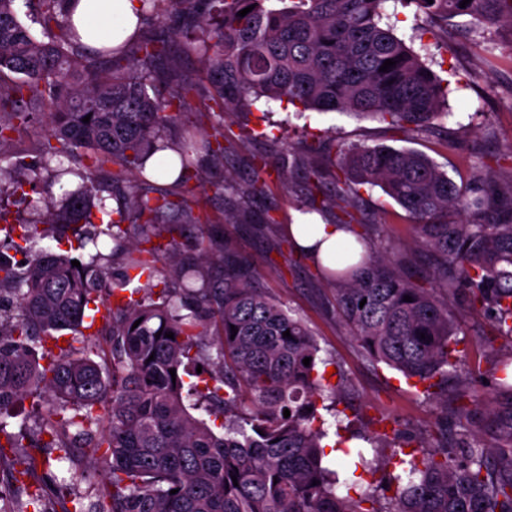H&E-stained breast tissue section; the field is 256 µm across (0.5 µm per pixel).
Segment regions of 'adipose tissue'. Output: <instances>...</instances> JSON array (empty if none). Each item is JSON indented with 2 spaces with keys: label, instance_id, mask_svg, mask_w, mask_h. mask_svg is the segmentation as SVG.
Returning <instances> with one entry per match:
<instances>
[{
  "label": "adipose tissue",
  "instance_id": "ef3b65f1",
  "mask_svg": "<svg viewBox=\"0 0 512 512\" xmlns=\"http://www.w3.org/2000/svg\"><path fill=\"white\" fill-rule=\"evenodd\" d=\"M138 0H79L73 23L82 43L91 48L122 45L138 26ZM287 233L296 250L306 253L316 264L328 266L341 257L354 242L352 228L311 223L305 216L294 214Z\"/></svg>",
  "mask_w": 512,
  "mask_h": 512
}]
</instances>
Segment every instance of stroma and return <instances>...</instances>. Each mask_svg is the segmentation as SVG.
<instances>
[{"label": "stroma", "mask_w": 512, "mask_h": 512, "mask_svg": "<svg viewBox=\"0 0 512 512\" xmlns=\"http://www.w3.org/2000/svg\"><path fill=\"white\" fill-rule=\"evenodd\" d=\"M383 24L434 71L444 78H458L444 107L446 116L440 127L430 132L406 135L390 131L386 123L371 117L343 112L307 111L296 114L284 102L263 99L245 117L249 126L266 130L268 140L245 145L238 154L226 157L223 166L206 167V196L210 208L223 206L215 185L224 180L243 182L252 155L274 154L273 137L294 141L323 139L333 135L348 145H387L397 149L422 152L437 163L457 184L470 181L475 171L493 165L496 156L512 150V28L489 27L469 16L456 18L459 35L443 40L424 32V16L409 0H385ZM360 209L362 231L371 244L398 245L411 234L407 212L389 199L380 188L362 186ZM302 173L290 169L286 179L270 177L264 194L251 197L248 211L252 223H224L220 234L223 248L253 259L261 282L269 293L282 302L294 316L302 318L313 331L321 355L333 359L335 369L346 381V390L336 402L339 417H327L329 432L325 440V466H334L337 438L349 445H361L363 437L387 423L398 436L395 447L383 449L387 472H394L395 462L404 449L415 448L418 440L432 447L457 441L461 427H468L478 444L494 446L498 434L487 414L471 409L469 397L457 393L456 378H449L448 391L436 399L417 392L398 372L366 358L351 333L336 313L334 292L310 259L290 266L293 254L285 226L294 210L308 208ZM458 350L466 364H479L482 380L480 394L504 403L496 388V364L512 357V346L496 336L488 321L479 314H459ZM470 408L467 425H460L457 407ZM50 469L59 483L72 493L94 501L98 492L89 474L91 463L83 457L66 460L56 448L45 451Z\"/></svg>", "instance_id": "obj_1"}]
</instances>
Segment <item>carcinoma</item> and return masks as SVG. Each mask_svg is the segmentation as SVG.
I'll use <instances>...</instances> for the list:
<instances>
[{
  "label": "carcinoma",
  "instance_id": "carcinoma-1",
  "mask_svg": "<svg viewBox=\"0 0 512 512\" xmlns=\"http://www.w3.org/2000/svg\"><path fill=\"white\" fill-rule=\"evenodd\" d=\"M139 2L137 35L96 50L80 42L72 23L75 0H26L40 37L19 18L16 0H0V149L51 125L24 178L10 179V195L38 208L33 223L69 225L77 250L94 242L86 225L118 228L112 254L120 256L116 266L96 254L78 268L73 257L45 250L23 265L0 260V469L28 486L38 468L49 467L36 448H78L100 466L92 503L62 485L50 497L38 481L17 512H512V407L503 417L483 401L478 406L501 435L493 455L465 446L456 459L446 447L419 443L388 478L383 502L341 495L338 473L322 464L326 378L317 340L264 291L252 260L220 249L228 209L209 210L198 193L203 163L222 167L257 137L245 123L234 132L224 115L246 114L261 97L374 117L407 133L439 125L448 82L382 24L385 0ZM411 2L444 31L461 16L512 25V0H471L464 8L462 0ZM191 55L199 80L183 73ZM387 59L396 65L382 72ZM8 72L16 78L3 80ZM187 112L195 116L190 130ZM167 149L175 152L167 172L176 175V191L147 168ZM58 157L73 165L55 178L79 183L41 209L29 196ZM291 167L302 168L322 195L315 209L340 208L338 224L358 223V186L380 187L411 217L413 244L435 255L432 280L451 294L462 289L466 306L512 343V173L459 186L416 151L326 140L255 155L247 188H218L229 199L260 194L271 172ZM104 193L116 209L95 204ZM126 223L131 236L121 229ZM190 225L205 229L200 253L181 259L174 234ZM15 231L4 235L28 253L32 236L23 232L16 242ZM165 233L166 245L154 243ZM357 242L358 262L350 246L340 268L320 271L358 348L416 380L428 397L445 390L450 374L473 379L451 348L448 304L409 279L401 252ZM158 273L172 287L156 293L150 282ZM104 293L114 300L94 332L108 346L101 364L89 357L101 344L84 334V322ZM65 331L68 347L40 364L38 349L58 345ZM497 371L498 390L512 399V364ZM191 397L224 433L189 411ZM27 398L45 405L46 417L33 433L17 434L4 415Z\"/></svg>",
  "mask_w": 512,
  "mask_h": 512
}]
</instances>
